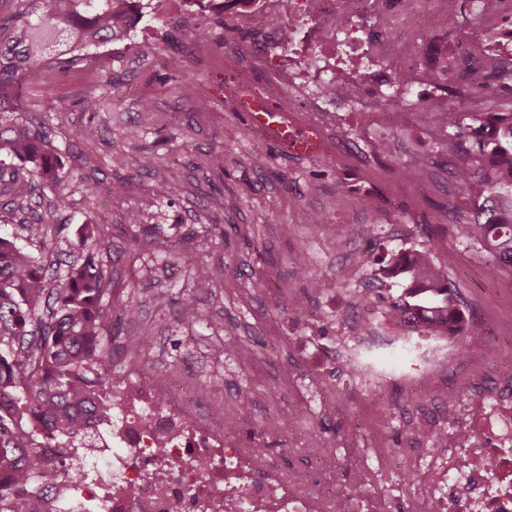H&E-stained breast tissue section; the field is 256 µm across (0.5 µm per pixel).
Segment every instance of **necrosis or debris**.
Here are the masks:
<instances>
[{"label":"necrosis or debris","instance_id":"4bbe7bcc","mask_svg":"<svg viewBox=\"0 0 512 512\" xmlns=\"http://www.w3.org/2000/svg\"><path fill=\"white\" fill-rule=\"evenodd\" d=\"M206 9L231 10L258 30L263 44L239 52H216L208 39L194 40L208 66L200 87L204 102L221 98L233 111L253 117L255 138L271 125L303 142V161L316 164L361 148L358 139H337L346 114L360 116L361 130L379 117L399 126L444 105L446 87L474 98L479 83L512 85V0H468L469 16L456 18L449 0H202ZM470 27L482 32L476 53L425 64L437 35ZM371 280L362 277L337 300L332 287L318 288V306L288 302V349L303 365L285 372L288 410L265 427L287 430L292 447L305 449L314 469L283 470L260 449L242 444L232 425L242 402L229 403L223 388L185 390L180 377L140 372L128 355L136 385L115 383L112 445L87 448L95 481L73 486L51 512H391L395 464L413 475L404 512H512V371L501 386L476 399L450 395L428 416L408 424L411 445L386 441L391 416L381 403L360 407L358 428L370 436L359 451L328 448L313 426L333 411L340 393L320 384L333 363L383 386L424 378L448 365L453 339L418 342L407 318L386 313L388 334L349 314L363 305ZM403 343L408 355L389 368L376 351ZM353 476L365 495L337 492L336 477Z\"/></svg>","mask_w":512,"mask_h":512}]
</instances>
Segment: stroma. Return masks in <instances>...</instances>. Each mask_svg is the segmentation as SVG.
Listing matches in <instances>:
<instances>
[{"label": "stroma", "instance_id": "1", "mask_svg": "<svg viewBox=\"0 0 512 512\" xmlns=\"http://www.w3.org/2000/svg\"><path fill=\"white\" fill-rule=\"evenodd\" d=\"M177 36L181 62L175 68L167 64L169 50L144 55L129 48L114 64L97 68L91 46L75 49L76 60L67 69L44 64V71L56 76L53 84L25 85L22 117L44 126L59 162L74 173L73 195L69 208L53 213L48 236L3 222L0 233L41 257L45 277L52 280L78 258L72 244L85 225H104L102 253L112 259V299L120 301L132 292L138 297L135 313L121 320L122 334L161 340L160 347L145 348V372L164 368L211 386V377L198 376L193 367L187 337L228 345L247 336L274 380L295 365L284 348L266 345L283 289L311 303V283L319 277L331 275L336 289L346 288L353 278L351 257L362 259L366 270L377 267L367 250L370 237H377L383 252H411L430 234L448 231L449 209L468 208L448 178L446 144L474 124L475 114L470 102L449 97L454 120L446 130H438L432 112L420 121L407 119L395 131L377 126L369 133L370 165L355 160L344 169H311L268 140L227 144L226 129H242L246 123L218 103L197 110L187 77L202 62L189 32L183 29ZM92 67L98 70L96 78L84 79V70ZM93 91L107 93V101L81 105V98ZM133 129L140 131V139L130 138ZM143 153L154 154V165L138 166ZM116 154L126 156L125 166L113 165ZM119 180L131 184L120 202L88 206L89 196H106ZM163 180L167 191L156 195L154 188ZM131 209L152 226V235H136L127 226ZM187 236L223 274L210 291L194 288L193 266L160 247ZM437 264L457 289L463 324L479 320L486 342L512 346L506 325L512 317V276L488 278L476 245L457 248L451 260L438 257ZM188 300L201 316L192 325L181 317ZM507 368V363L481 364L465 354L449 365L448 387L464 390ZM415 390L407 382L382 391L362 383L360 392L320 421L319 429L327 442L337 444L355 428L359 401L377 395L392 413L387 440L402 447L408 441L406 421L417 408ZM245 411L238 425L241 438L253 435L268 443L269 458L284 467L309 466L304 449L289 450L287 433L264 430L268 407L249 405Z\"/></svg>", "mask_w": 512, "mask_h": 512}]
</instances>
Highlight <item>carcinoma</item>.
<instances>
[{"label":"carcinoma","mask_w":512,"mask_h":512,"mask_svg":"<svg viewBox=\"0 0 512 512\" xmlns=\"http://www.w3.org/2000/svg\"><path fill=\"white\" fill-rule=\"evenodd\" d=\"M130 0H48L36 18L13 24L0 21V156L21 163L52 149L46 133L19 120L22 77L54 55L57 67L67 68L76 46H95L127 36ZM499 132L467 154L458 171L459 187L474 214L453 226L455 241L477 244L484 251L486 270L496 279L512 273V120L499 116ZM23 191L0 187L12 195L7 206L14 215L32 209L37 190L57 191L54 210L69 204L65 190L70 175L62 166L44 161L27 170ZM103 234L73 244L87 252L69 266L63 282L47 287L41 259L0 236V512H42L43 496L59 470L70 472L67 483L85 482L93 473L68 469L67 456H49L82 437L86 415L95 410L98 423L112 425V396L106 385L112 366L103 342L117 335L112 303L105 300L110 279L102 262L90 252ZM448 235L434 236L423 249L393 258L392 270L404 267L413 287L400 311L413 318V329L428 336H479L476 326L462 328L455 286L435 264L446 254ZM185 257L196 268V287H211L212 274L201 254L189 249Z\"/></svg>","instance_id":"carcinoma-1"}]
</instances>
